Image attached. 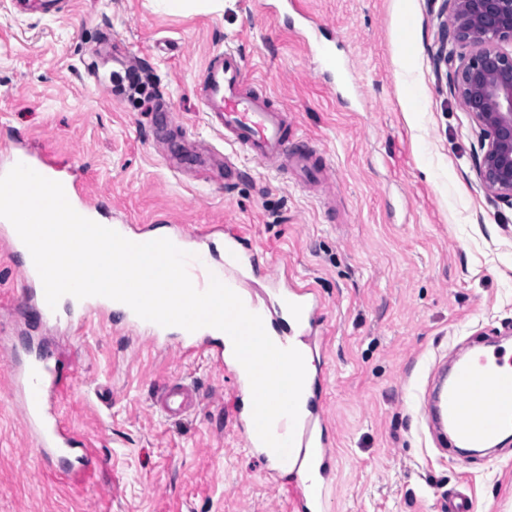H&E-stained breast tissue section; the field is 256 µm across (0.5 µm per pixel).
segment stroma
I'll return each instance as SVG.
<instances>
[{"mask_svg": "<svg viewBox=\"0 0 512 512\" xmlns=\"http://www.w3.org/2000/svg\"><path fill=\"white\" fill-rule=\"evenodd\" d=\"M345 78L316 70L295 14L248 0H65L41 14L0 0V143L50 155L107 221L239 224L259 268L290 267L325 303L328 433L336 448L326 512H512V438L468 460L441 453L423 410L429 377L469 339L512 336V205L474 167V125L436 68L438 0H305ZM238 49L249 73L323 149L332 187L307 191L238 156V175L176 173L167 147L223 148L193 94L206 57ZM170 100L174 118L131 98ZM20 253L0 244V331L24 348L41 328ZM70 369L59 413L103 466L78 481L45 469L10 397L0 354V512H288L282 487L232 423L233 383L207 358L158 351L117 313L45 342ZM201 405L169 420L152 406L165 379Z\"/></svg>", "mask_w": 512, "mask_h": 512, "instance_id": "obj_1", "label": "stroma"}]
</instances>
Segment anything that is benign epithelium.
Returning <instances> with one entry per match:
<instances>
[{
    "label": "benign epithelium",
    "instance_id": "7a95c632",
    "mask_svg": "<svg viewBox=\"0 0 512 512\" xmlns=\"http://www.w3.org/2000/svg\"><path fill=\"white\" fill-rule=\"evenodd\" d=\"M435 64L452 60L448 43L470 48L450 84L478 128L477 175L487 194L512 203V0H442Z\"/></svg>",
    "mask_w": 512,
    "mask_h": 512
}]
</instances>
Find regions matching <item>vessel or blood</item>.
Listing matches in <instances>:
<instances>
[{
	"mask_svg": "<svg viewBox=\"0 0 512 512\" xmlns=\"http://www.w3.org/2000/svg\"><path fill=\"white\" fill-rule=\"evenodd\" d=\"M194 93L209 126L223 137L225 145L267 170L295 176L303 185L324 180L326 167L321 162V150L310 142L293 141L287 110L259 90L237 49L227 48L209 56ZM19 162L61 182L71 206L92 214L93 204L78 195L76 182L64 177L47 155L26 149L0 151V175ZM222 235L224 260L216 268L211 263L208 229L173 225V239L194 244L187 271L195 288L205 290L211 278H219L240 296L248 310L261 316L265 329L274 332L278 347H293L321 357L318 332L324 304L312 285L295 281L289 270H281L272 278L273 306L261 304L243 286L246 268L254 262L253 253L244 247L247 230L226 228ZM37 276L34 263L25 262L23 278L32 285L29 299L40 323L57 326L60 314L47 305ZM73 305L86 318L105 317L112 309L111 300L100 296L77 299ZM125 317L130 331L146 335L153 347L165 350L174 346L187 356L205 354L215 367L224 370L234 383L232 412L237 416V429L246 446L263 460L267 476L284 478L291 512H324L325 490L332 480L336 459L326 433L325 405L317 393L326 382L325 368L306 376L297 423L282 417L273 426L277 437L294 438L291 455L283 461L260 441L251 417L242 416L241 401L251 388L250 381L224 348L213 343L215 328L189 332L177 326L163 327L130 310ZM468 350L467 356L455 357L439 369L433 390L425 394L430 431L443 446L456 441L469 448H483L512 431V349L494 339L473 342ZM8 370L12 398L23 412L26 433L35 443L41 465L54 467L56 460L66 455L73 458L78 474L90 473L99 465V457L83 447L76 431L59 420L53 408L67 386L60 366L52 362L47 351L38 349L29 351L24 362L9 363ZM200 403L199 388L180 379L158 384L152 397L154 409L170 420L189 416Z\"/></svg>",
	"mask_w": 512,
	"mask_h": 512,
	"instance_id": "b4317fda",
	"label": "vessel or blood"
}]
</instances>
